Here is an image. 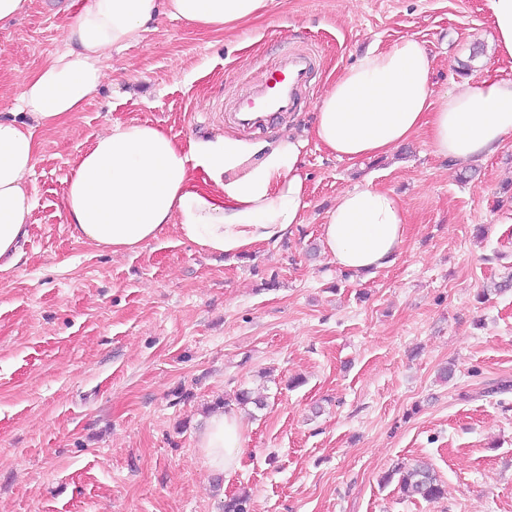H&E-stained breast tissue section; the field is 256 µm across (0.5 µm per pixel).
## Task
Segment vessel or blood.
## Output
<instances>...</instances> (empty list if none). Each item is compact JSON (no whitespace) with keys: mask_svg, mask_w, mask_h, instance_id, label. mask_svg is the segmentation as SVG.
Listing matches in <instances>:
<instances>
[{"mask_svg":"<svg viewBox=\"0 0 512 512\" xmlns=\"http://www.w3.org/2000/svg\"><path fill=\"white\" fill-rule=\"evenodd\" d=\"M313 67V55L304 50L284 54L280 64L264 73L255 94L241 99L236 108L238 122L244 127L268 126L280 116L295 111L299 92Z\"/></svg>","mask_w":512,"mask_h":512,"instance_id":"1","label":"vessel or blood"}]
</instances>
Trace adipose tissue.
Instances as JSON below:
<instances>
[{"label": "adipose tissue", "mask_w": 512, "mask_h": 512, "mask_svg": "<svg viewBox=\"0 0 512 512\" xmlns=\"http://www.w3.org/2000/svg\"><path fill=\"white\" fill-rule=\"evenodd\" d=\"M268 0H85L64 49L16 98L25 122L0 117V272L18 261L34 206V131L82 111L105 77L102 60L142 40L159 15L215 32L246 21ZM424 45L406 37L372 49L333 80L315 105L313 126L275 141L228 134L178 143L156 125L115 122L80 155L62 197L73 238L124 253L168 227L204 253L242 255L306 223L303 157L310 141L352 164L390 154L418 131L431 153L451 164L484 160L512 136V79H466L444 93L431 81ZM204 180H197V173ZM407 214L390 190L365 183L326 211L322 245L340 270L373 275L397 261ZM244 428L235 411L210 415L198 436L205 464L239 465Z\"/></svg>", "instance_id": "adipose-tissue-1"}]
</instances>
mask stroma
Instances as JSON below:
<instances>
[{"instance_id": "stroma-1", "label": "stroma", "mask_w": 512, "mask_h": 512, "mask_svg": "<svg viewBox=\"0 0 512 512\" xmlns=\"http://www.w3.org/2000/svg\"><path fill=\"white\" fill-rule=\"evenodd\" d=\"M84 2L31 0L0 31L1 115ZM405 37L427 49L437 93L463 72L512 78L486 0H271L221 32L162 19L105 56L82 111L35 130L30 234L0 273V512H222L244 491L248 512H512V289L478 297L512 273V138L472 165L438 160L421 133L357 165L309 144L307 223L237 257L171 228L114 255L74 239L60 211L107 124L149 122L178 141L299 133L344 68ZM287 49L316 56L297 110L260 132L225 118ZM368 180L399 197L408 235L395 265L348 275L319 251L320 224ZM240 389L265 405L243 408L240 464L217 476L197 436ZM415 461L442 499L384 482Z\"/></svg>"}]
</instances>
